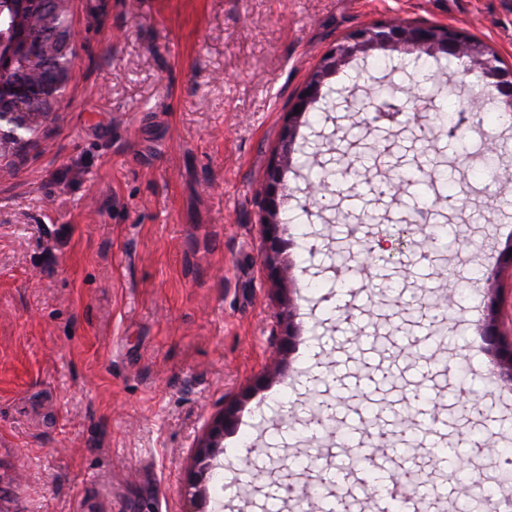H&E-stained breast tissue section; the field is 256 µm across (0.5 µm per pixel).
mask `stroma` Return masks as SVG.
<instances>
[{"label": "stroma", "instance_id": "obj_1", "mask_svg": "<svg viewBox=\"0 0 512 512\" xmlns=\"http://www.w3.org/2000/svg\"><path fill=\"white\" fill-rule=\"evenodd\" d=\"M68 6L77 42L56 110L0 150V512H183L196 443L232 403L223 503L201 512H280L281 486L313 480L296 457L336 466V439L310 422L322 403L340 428L428 396L436 440L462 452L470 478L493 476L512 448V382L486 386L497 361L484 327L495 320L512 342V180L475 192L468 179L473 146L512 147V130L467 121L448 138L421 108L368 128L344 97L380 83L400 96L420 72L477 94V76L409 52L392 71L357 57L330 77L341 95L300 128L285 179L288 221L317 247L284 246L300 285L287 354L259 191L284 113L337 40L379 20L445 24L512 68V0ZM310 158L339 173L334 209L306 195ZM435 166L457 212L426 181ZM398 174L397 193L375 192ZM423 205L448 225L441 248L416 221ZM346 249L354 261L330 272ZM384 433L390 447L368 455L393 461L409 446L445 480L411 433Z\"/></svg>", "mask_w": 512, "mask_h": 512}]
</instances>
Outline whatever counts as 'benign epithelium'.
Wrapping results in <instances>:
<instances>
[{
    "label": "benign epithelium",
    "mask_w": 512,
    "mask_h": 512,
    "mask_svg": "<svg viewBox=\"0 0 512 512\" xmlns=\"http://www.w3.org/2000/svg\"><path fill=\"white\" fill-rule=\"evenodd\" d=\"M74 30L70 21L63 20L58 25L43 32L40 37L26 40L27 57L36 65V73L44 69L43 52L51 48L54 56L61 58L62 64L71 66L74 57ZM15 38L0 35V69L12 61L16 51ZM374 50L392 52L418 51L435 56L448 53L457 58L465 71H479L490 80V86L497 91L499 103L512 107V69L496 65L497 59L484 45L467 37L457 29L435 25H409L381 21L351 31L342 41L330 47L323 55L320 64L310 74L308 81L297 97L294 108L286 114L283 123L281 145L269 162L267 177L261 198L262 227L266 242V272L270 281L284 284L290 276L292 264L284 256L281 242L280 209L288 199L285 186L280 179L281 171L288 165L296 151L298 127L301 118L309 107L322 94L325 81L355 56L367 55ZM64 84L48 75L40 83L27 82L13 86L9 99L0 98V123L5 122L13 129L22 128L35 119H48L49 111H26L27 95L34 90L40 99L53 102L62 92ZM299 112H294V109ZM485 336L495 350L500 365L512 379V347L500 344L495 325L488 323ZM237 409L228 408L209 424L205 438L197 445L195 467L191 473L185 499V512H197L199 501L207 496L206 478L217 468L216 459L224 452V432L235 420Z\"/></svg>",
    "instance_id": "1"
}]
</instances>
